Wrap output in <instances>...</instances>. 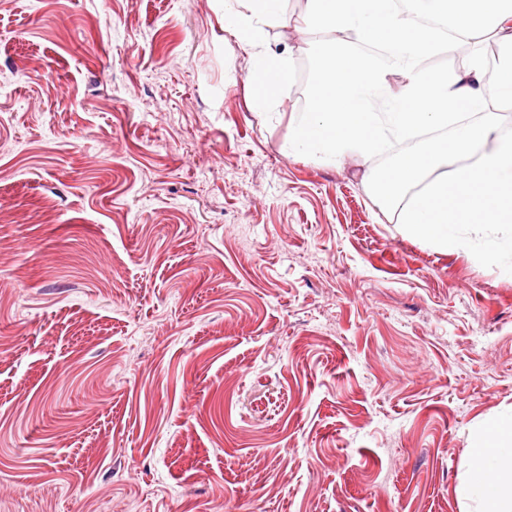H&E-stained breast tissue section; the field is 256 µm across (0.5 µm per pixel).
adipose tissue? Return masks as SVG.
<instances>
[{
  "label": "adipose tissue",
  "mask_w": 512,
  "mask_h": 512,
  "mask_svg": "<svg viewBox=\"0 0 512 512\" xmlns=\"http://www.w3.org/2000/svg\"><path fill=\"white\" fill-rule=\"evenodd\" d=\"M284 6L224 0V31L249 51L252 109L262 119L276 115L294 71L293 50L269 41ZM300 24L335 37L310 51L308 110L284 156L366 161L412 141L414 150L363 175L375 202L399 212L410 234L454 251L460 225L512 224V135L489 109L483 48L457 73L423 66L450 31L460 40L489 34L512 48V0H306ZM467 109L476 121L463 120ZM472 448L464 489L476 493V512H512V411L479 428Z\"/></svg>",
  "instance_id": "1"
}]
</instances>
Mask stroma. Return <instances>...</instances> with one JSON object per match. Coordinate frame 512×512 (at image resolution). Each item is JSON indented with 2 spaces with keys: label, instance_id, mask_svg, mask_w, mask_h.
Listing matches in <instances>:
<instances>
[{
  "label": "stroma",
  "instance_id": "35a3bbf8",
  "mask_svg": "<svg viewBox=\"0 0 512 512\" xmlns=\"http://www.w3.org/2000/svg\"><path fill=\"white\" fill-rule=\"evenodd\" d=\"M223 0H0V512H461L512 273L409 235L382 157H285Z\"/></svg>",
  "mask_w": 512,
  "mask_h": 512
}]
</instances>
